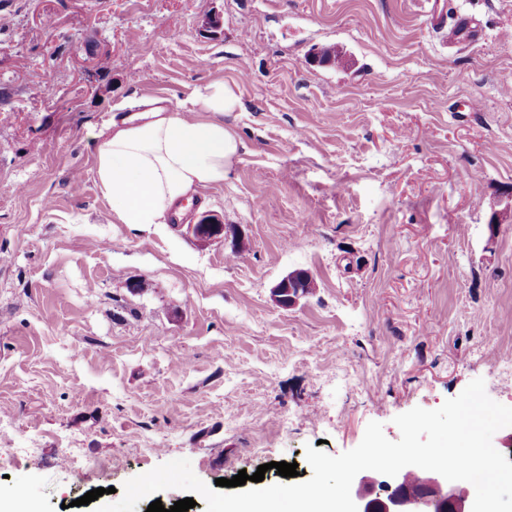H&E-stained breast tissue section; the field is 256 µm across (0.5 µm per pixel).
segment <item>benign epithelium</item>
<instances>
[{"instance_id": "7a95c632", "label": "benign epithelium", "mask_w": 512, "mask_h": 512, "mask_svg": "<svg viewBox=\"0 0 512 512\" xmlns=\"http://www.w3.org/2000/svg\"><path fill=\"white\" fill-rule=\"evenodd\" d=\"M189 230L196 238L210 241L224 238L226 227L205 216L199 223L189 225ZM306 278L307 274L299 271L289 273L272 288L274 301L282 308L296 306L308 295L298 285ZM419 471V467L407 466L394 477L381 473L360 476L353 496L358 512H472L471 496L462 495L467 489L466 481L450 482L442 475L428 471L421 489L406 488L405 474Z\"/></svg>"}]
</instances>
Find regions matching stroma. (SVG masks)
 Segmentation results:
<instances>
[{"label":"stroma","mask_w":512,"mask_h":512,"mask_svg":"<svg viewBox=\"0 0 512 512\" xmlns=\"http://www.w3.org/2000/svg\"><path fill=\"white\" fill-rule=\"evenodd\" d=\"M218 30L203 27L210 14ZM484 32L452 43L456 15ZM0 502L339 455L474 379L512 407V0H0ZM341 61L319 66L316 48ZM224 82L244 147L184 221L116 224L122 100ZM476 111H465L468 101ZM84 187L74 191V175ZM224 239L188 231L201 216ZM308 271L290 309L273 287Z\"/></svg>","instance_id":"1"}]
</instances>
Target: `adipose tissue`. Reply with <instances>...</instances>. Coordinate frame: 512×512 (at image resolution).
<instances>
[{"label":"adipose tissue","mask_w":512,"mask_h":512,"mask_svg":"<svg viewBox=\"0 0 512 512\" xmlns=\"http://www.w3.org/2000/svg\"><path fill=\"white\" fill-rule=\"evenodd\" d=\"M239 100L224 83L185 102L113 122L98 145L96 177L116 224H167L186 199L223 183L243 147L224 115Z\"/></svg>","instance_id":"ef3b65f1"}]
</instances>
